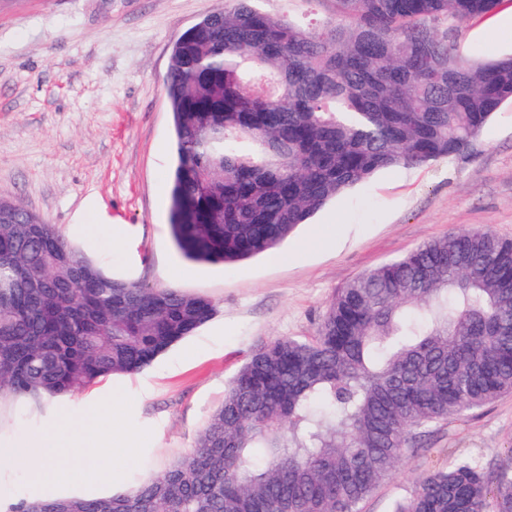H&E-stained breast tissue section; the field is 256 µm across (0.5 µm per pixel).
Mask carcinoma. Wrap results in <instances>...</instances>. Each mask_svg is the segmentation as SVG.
Listing matches in <instances>:
<instances>
[{"label": "carcinoma", "instance_id": "1", "mask_svg": "<svg viewBox=\"0 0 512 512\" xmlns=\"http://www.w3.org/2000/svg\"><path fill=\"white\" fill-rule=\"evenodd\" d=\"M314 2L313 32L228 0L173 43L168 221L188 260L268 253L378 171L465 153L512 102V56L456 53L463 25L502 0ZM213 315L204 296L106 274L0 199V395L139 372ZM506 392L512 239L454 230L337 291L315 336L256 351L194 448L145 483L10 512H358L414 435ZM508 458L426 470L393 512H512Z\"/></svg>", "mask_w": 512, "mask_h": 512}]
</instances>
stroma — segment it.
<instances>
[{
    "label": "stroma",
    "instance_id": "obj_1",
    "mask_svg": "<svg viewBox=\"0 0 512 512\" xmlns=\"http://www.w3.org/2000/svg\"><path fill=\"white\" fill-rule=\"evenodd\" d=\"M224 0H0V198L54 224L114 277L204 294L212 319L144 370L37 408L0 397V448L46 436L59 418L113 434L112 477L63 456L66 481L0 465V512L20 500L98 497L146 481L195 444L250 355L305 340L337 290L449 231L512 239V104L459 156L377 173L331 201L269 255L227 265L183 260L168 228L172 118L163 80L174 39ZM466 60L512 54V0L469 21ZM113 404V412L100 408ZM418 453L361 503L392 512L421 471L452 458L497 467L512 448V392L418 438Z\"/></svg>",
    "mask_w": 512,
    "mask_h": 512
}]
</instances>
